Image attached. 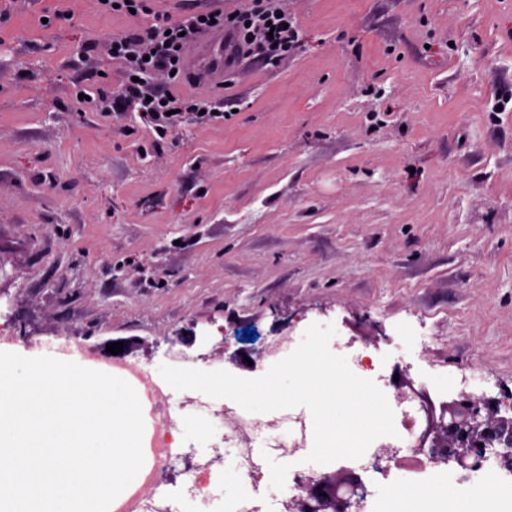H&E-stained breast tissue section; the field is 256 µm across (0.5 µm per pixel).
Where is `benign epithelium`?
Segmentation results:
<instances>
[{
  "instance_id": "obj_1",
  "label": "benign epithelium",
  "mask_w": 512,
  "mask_h": 512,
  "mask_svg": "<svg viewBox=\"0 0 512 512\" xmlns=\"http://www.w3.org/2000/svg\"><path fill=\"white\" fill-rule=\"evenodd\" d=\"M512 432V417L499 415V410L490 401L478 406L470 399L453 401L443 408L440 420L428 417V424L422 435V442L431 448H448V459L465 469L481 467L480 446L492 434ZM306 496L292 502L289 512H352L356 502L342 491L349 485L357 491L359 480L326 478H302Z\"/></svg>"
}]
</instances>
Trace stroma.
I'll list each match as a JSON object with an SVG mask.
<instances>
[{
	"label": "stroma",
	"mask_w": 512,
	"mask_h": 512,
	"mask_svg": "<svg viewBox=\"0 0 512 512\" xmlns=\"http://www.w3.org/2000/svg\"><path fill=\"white\" fill-rule=\"evenodd\" d=\"M281 4L299 40L277 65L155 76L229 113L162 138L98 101L143 18L0 0V350L66 343L105 368L127 339L147 370L185 350L257 378L265 344L319 323L404 382L476 358L472 397L512 392V0ZM191 453L168 497L190 462L221 494L223 460Z\"/></svg>",
	"instance_id": "stroma-1"
}]
</instances>
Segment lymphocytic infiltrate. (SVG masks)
<instances>
[{"label":"lymphocytic infiltrate","instance_id":"f902f5d3","mask_svg":"<svg viewBox=\"0 0 512 512\" xmlns=\"http://www.w3.org/2000/svg\"><path fill=\"white\" fill-rule=\"evenodd\" d=\"M99 2L105 13L125 16L133 12L148 20L143 30L113 38L112 56L124 63L126 80L119 92L102 99V111L133 105L146 124L165 133L190 115L201 116L206 123H221L226 118L210 101L172 97L148 86L156 70L174 72L179 80L185 78L186 49L201 33H224L231 41L229 62L233 65L254 54L277 60L292 48L298 36L295 17L283 13L278 0H248L245 7L230 11L197 8L177 20L154 11L152 0Z\"/></svg>","mask_w":512,"mask_h":512}]
</instances>
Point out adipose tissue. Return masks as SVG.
Wrapping results in <instances>:
<instances>
[{
  "label": "adipose tissue",
  "mask_w": 512,
  "mask_h": 512,
  "mask_svg": "<svg viewBox=\"0 0 512 512\" xmlns=\"http://www.w3.org/2000/svg\"><path fill=\"white\" fill-rule=\"evenodd\" d=\"M387 501V512H495L492 498L478 502L469 496L459 495L451 500L441 485L423 492L401 488L389 493Z\"/></svg>",
  "instance_id": "1"
}]
</instances>
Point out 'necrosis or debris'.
<instances>
[{
  "label": "necrosis or debris",
  "mask_w": 512,
  "mask_h": 512,
  "mask_svg": "<svg viewBox=\"0 0 512 512\" xmlns=\"http://www.w3.org/2000/svg\"><path fill=\"white\" fill-rule=\"evenodd\" d=\"M116 372L131 380L145 394L153 413L155 434L151 448L152 465L146 476L152 493L134 492L121 505L119 512H171L167 499L158 492L164 483L173 455L170 433L174 421L165 411L166 389L148 371L128 362H117ZM395 437L389 438L386 449L364 454L357 464L362 471L384 480L401 477L406 481L427 485L447 481L452 491L481 496L487 481H494L500 503L512 502V466L505 465L503 456L512 451V436L502 435L485 442L482 448V473L447 470L448 451L444 448H425L421 445L424 413L415 395L399 397L394 407ZM236 423L224 431V456L244 482L241 493L227 505L226 512H260L258 502L261 460L250 444L241 441L249 434L252 441H261L267 448L282 456L297 458L303 455L312 438V427L306 418L288 410L259 418L245 410L235 412Z\"/></svg>",
  "instance_id": "necrosis-or-debris-1"
}]
</instances>
